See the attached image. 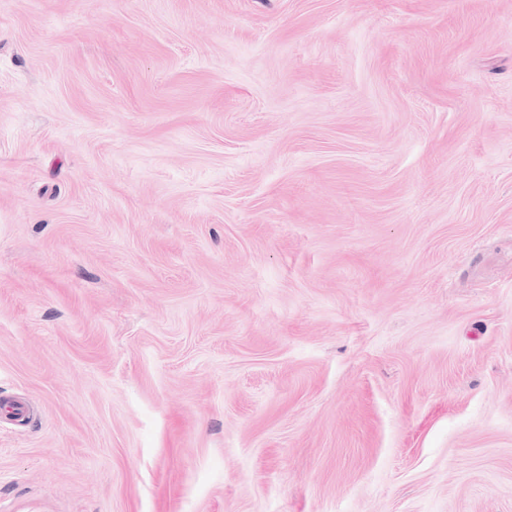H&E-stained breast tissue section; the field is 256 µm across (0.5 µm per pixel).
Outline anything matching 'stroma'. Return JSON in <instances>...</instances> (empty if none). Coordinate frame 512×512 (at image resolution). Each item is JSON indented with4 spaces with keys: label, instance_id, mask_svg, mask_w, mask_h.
Wrapping results in <instances>:
<instances>
[{
    "label": "stroma",
    "instance_id": "obj_1",
    "mask_svg": "<svg viewBox=\"0 0 512 512\" xmlns=\"http://www.w3.org/2000/svg\"><path fill=\"white\" fill-rule=\"evenodd\" d=\"M0 512H512V0H0Z\"/></svg>",
    "mask_w": 512,
    "mask_h": 512
}]
</instances>
